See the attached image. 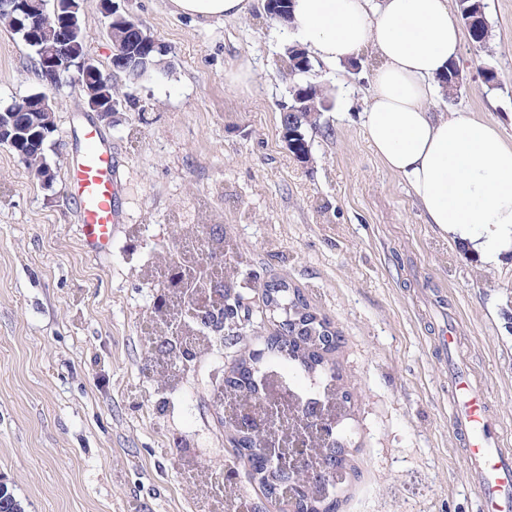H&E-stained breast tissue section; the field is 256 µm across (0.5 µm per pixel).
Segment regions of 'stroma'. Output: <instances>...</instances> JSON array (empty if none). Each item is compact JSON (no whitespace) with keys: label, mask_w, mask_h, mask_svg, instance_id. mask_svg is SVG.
Masks as SVG:
<instances>
[{"label":"stroma","mask_w":512,"mask_h":512,"mask_svg":"<svg viewBox=\"0 0 512 512\" xmlns=\"http://www.w3.org/2000/svg\"><path fill=\"white\" fill-rule=\"evenodd\" d=\"M116 3L168 53L158 76L123 82L129 107L100 125L121 163L123 223L110 253L84 247L66 189L72 132L88 115L73 79L49 92L52 183L0 145V476L24 512H199L179 437L208 472L235 465L215 400V373L232 356L223 341L187 368L168 410L156 409L142 372L154 292L127 227L143 226L139 248L150 251L173 219L218 225L240 286L286 280L338 331L333 362L355 392L338 512H477L435 338L453 318L458 352L512 450V258L478 262L425 223L405 180L374 153L362 114L375 54L354 68L314 62L306 79L331 108L308 134L304 163L281 138L294 78L280 59L292 40L262 0L247 17L205 26L169 0ZM484 3L485 39L462 40L461 89L432 108L494 125L512 143V0ZM82 18L90 55L108 67L97 0H82ZM41 87L32 50L0 27V107Z\"/></svg>","instance_id":"35a3bbf8"}]
</instances>
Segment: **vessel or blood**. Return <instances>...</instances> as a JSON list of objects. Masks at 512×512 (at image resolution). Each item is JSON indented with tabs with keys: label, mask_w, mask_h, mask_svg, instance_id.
Returning a JSON list of instances; mask_svg holds the SVG:
<instances>
[{
	"label": "vessel or blood",
	"mask_w": 512,
	"mask_h": 512,
	"mask_svg": "<svg viewBox=\"0 0 512 512\" xmlns=\"http://www.w3.org/2000/svg\"><path fill=\"white\" fill-rule=\"evenodd\" d=\"M81 148L67 167L66 187L79 214L80 233L90 252L112 246V233L122 221L119 203V162L103 132L84 121ZM457 338L445 331L438 349L448 363V387L453 408L448 426L461 438V453L470 466L479 512H512V456L499 447L497 424L486 395L477 387L464 364L453 359Z\"/></svg>",
	"instance_id": "b4317fda"
}]
</instances>
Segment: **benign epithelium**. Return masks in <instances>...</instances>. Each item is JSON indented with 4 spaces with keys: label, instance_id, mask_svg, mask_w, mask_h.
Instances as JSON below:
<instances>
[{
    "label": "benign epithelium",
    "instance_id": "1",
    "mask_svg": "<svg viewBox=\"0 0 512 512\" xmlns=\"http://www.w3.org/2000/svg\"><path fill=\"white\" fill-rule=\"evenodd\" d=\"M6 4L15 29L34 49L43 85L54 88L63 77H73L84 93L88 111L100 117L117 112L110 94L112 74L137 68L147 77L159 71V66L149 56L125 44L115 45L110 68L105 70L88 54L79 57L61 54L49 46L50 41L66 40L77 28L80 0H6ZM44 105L45 97L36 95L11 103L0 118V142L51 140V126L38 128L16 121V117ZM186 292L199 316L213 330L224 333L228 346H235L243 329L238 317L254 310V298L237 290L220 288L214 282L207 288H188ZM265 392L267 404L255 411L241 414L224 411L225 430L233 438H248L250 447L265 461L269 471L293 476L286 493L274 487L268 495L278 504V512H329L333 504L326 502L324 495L318 492L319 483L313 481L312 476L325 480L346 457L341 451L342 443L336 440L338 418L328 414L319 400L301 408L283 400L275 379L267 382ZM0 508L5 512H24L1 478Z\"/></svg>",
    "mask_w": 512,
    "mask_h": 512
}]
</instances>
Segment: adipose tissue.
Listing matches in <instances>:
<instances>
[{"label":"adipose tissue","mask_w":512,"mask_h":512,"mask_svg":"<svg viewBox=\"0 0 512 512\" xmlns=\"http://www.w3.org/2000/svg\"><path fill=\"white\" fill-rule=\"evenodd\" d=\"M206 24L249 15L253 0H170ZM329 66L377 55L365 134L402 177L426 223L485 261L512 255V144L492 126L430 108L438 75L458 66L448 0H292L286 23Z\"/></svg>","instance_id":"obj_1"}]
</instances>
